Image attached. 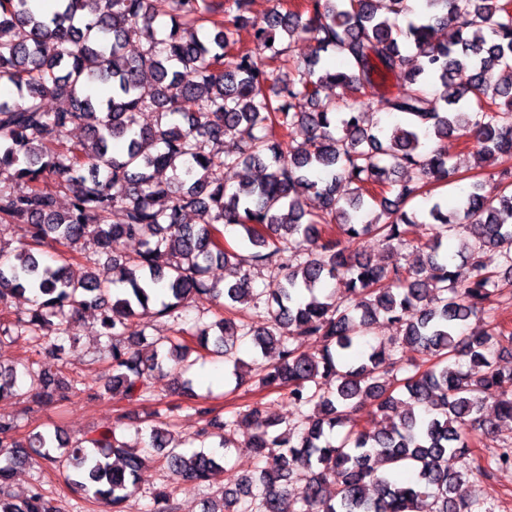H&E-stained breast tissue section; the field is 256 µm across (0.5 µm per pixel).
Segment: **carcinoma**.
Instances as JSON below:
<instances>
[{
	"mask_svg": "<svg viewBox=\"0 0 512 512\" xmlns=\"http://www.w3.org/2000/svg\"><path fill=\"white\" fill-rule=\"evenodd\" d=\"M250 3L54 0L40 13L31 0H0V79L13 87L0 94V227L27 224L31 239L9 253L0 245V337L29 335L38 356L0 366V399L46 405L73 389L62 373L35 366L61 359L77 320L93 310L112 367L101 397L151 400L153 373L188 370L176 360L190 341L205 350L214 343L240 381L251 364L237 344L248 338L275 355L256 385L286 391L309 413L286 425L255 403L225 418V429H249L247 467L230 463L234 443L224 436L221 453L184 452L152 425L141 451L114 428L74 442L57 429L21 438L16 420L0 417V448L10 449L0 460V512H58L40 483L20 500L7 492L35 455L71 470L85 498L112 512H124L149 462L177 488L222 483V507L205 512H282L290 495L294 512H474L457 495L464 472L451 461L495 434L487 408L512 418V367L498 365L512 354V330L490 312L494 297L512 290V171L500 172L494 195L472 182L452 215L432 190L454 174L440 146L454 133L472 138L485 160L512 155V0H425L419 15L407 0H274L260 20L246 16ZM160 5L169 6L163 39L154 27ZM441 25L455 29L449 45L431 40ZM245 26L252 49L237 47ZM300 34L315 52L292 68L282 41ZM132 40L142 47L136 55L125 52ZM327 52L341 65L322 66ZM328 85L343 91L339 104L320 99ZM47 96L68 107L48 111ZM365 101L385 103L398 122L365 124L357 108ZM142 112L153 122L139 124ZM270 125L282 139L268 138ZM71 126L85 136L66 144ZM238 166L253 176L235 189L213 177ZM167 169L173 178L160 179ZM59 192L69 198L64 210ZM311 195L321 202L314 214ZM190 213L199 223H187ZM418 221L429 238L413 265L349 249L366 235L389 249L409 246ZM222 224L241 228L256 251L224 247ZM453 236L469 266L462 283L441 254ZM47 239L68 251L56 267L32 251ZM128 240L141 248L126 258L117 251ZM87 241L97 250L80 248ZM489 250L499 256L492 268ZM215 262L224 265L222 285L205 278ZM256 266L277 271L275 287L263 289V322L199 319L142 353L136 321L172 316L197 295L227 311L250 304L260 298ZM330 281L327 295L315 294ZM26 296L29 308L12 309ZM481 317L483 334H464ZM381 321L432 360L396 387V351L360 349ZM311 337L321 342L315 354L301 350ZM368 405L372 429L355 419ZM384 463L413 473L400 480L380 471ZM150 512H176L173 491H158Z\"/></svg>",
	"mask_w": 512,
	"mask_h": 512,
	"instance_id": "carcinoma-1",
	"label": "carcinoma"
}]
</instances>
